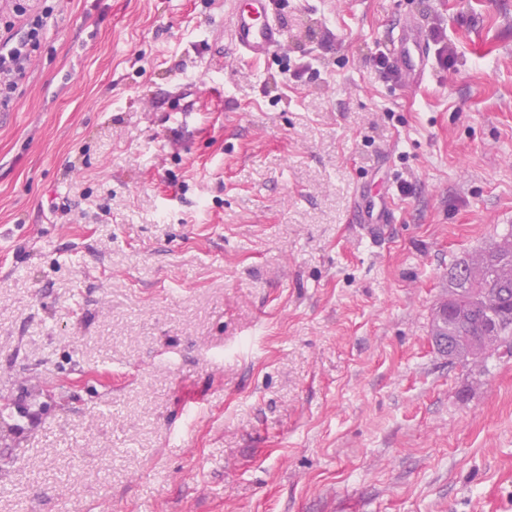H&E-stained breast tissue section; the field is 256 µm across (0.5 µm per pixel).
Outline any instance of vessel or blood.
<instances>
[{
	"label": "vessel or blood",
	"instance_id": "vessel-or-blood-1",
	"mask_svg": "<svg viewBox=\"0 0 512 512\" xmlns=\"http://www.w3.org/2000/svg\"><path fill=\"white\" fill-rule=\"evenodd\" d=\"M276 0H232L230 31L234 48L244 58L261 61L281 46L283 27ZM430 43L425 29L408 21L394 37L390 49L393 74L399 87L420 85L429 71ZM396 220V205L390 196L379 203L357 198L351 222L362 234L376 238Z\"/></svg>",
	"mask_w": 512,
	"mask_h": 512
}]
</instances>
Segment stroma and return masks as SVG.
Wrapping results in <instances>:
<instances>
[{"label": "stroma", "instance_id": "35a3bbf8", "mask_svg": "<svg viewBox=\"0 0 512 512\" xmlns=\"http://www.w3.org/2000/svg\"><path fill=\"white\" fill-rule=\"evenodd\" d=\"M281 16L252 62L229 0H58L0 112V393L57 386L0 512H512V359L430 342L512 231V0ZM412 19L456 53L403 94ZM351 224H355L362 234L376 238L385 232L389 224L396 221V205L389 195H383L379 204L367 201L359 195L351 211Z\"/></svg>", "mask_w": 512, "mask_h": 512}]
</instances>
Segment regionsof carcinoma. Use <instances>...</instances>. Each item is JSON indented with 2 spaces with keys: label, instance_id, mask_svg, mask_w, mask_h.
Returning a JSON list of instances; mask_svg holds the SVG:
<instances>
[{
  "label": "carcinoma",
  "instance_id": "obj_1",
  "mask_svg": "<svg viewBox=\"0 0 512 512\" xmlns=\"http://www.w3.org/2000/svg\"><path fill=\"white\" fill-rule=\"evenodd\" d=\"M488 292L497 306L483 308L477 295ZM448 335L481 337L475 365H485L506 347L512 348V326L500 324L497 313L512 312V244L486 248L448 268Z\"/></svg>",
  "mask_w": 512,
  "mask_h": 512
}]
</instances>
